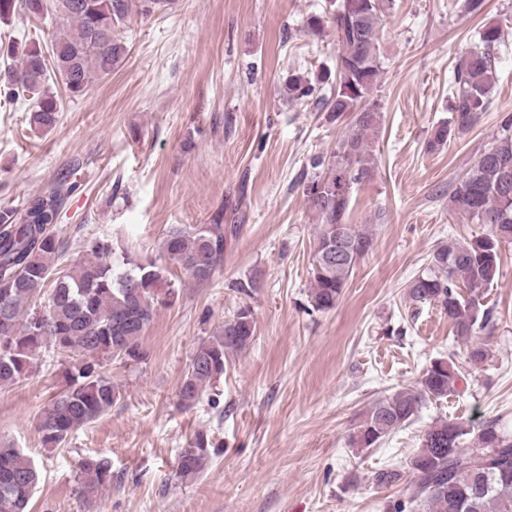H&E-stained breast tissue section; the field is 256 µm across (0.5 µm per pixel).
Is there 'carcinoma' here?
I'll return each instance as SVG.
<instances>
[{
    "mask_svg": "<svg viewBox=\"0 0 512 512\" xmlns=\"http://www.w3.org/2000/svg\"><path fill=\"white\" fill-rule=\"evenodd\" d=\"M130 2L0 0V20L16 13L36 19L53 12L68 25L53 40L50 57L38 42L0 45L1 53L19 59V67L7 71L6 87L17 99L26 92L35 97L30 124L48 129L57 122L58 99L46 88L49 69L56 71L71 96L79 97L93 80L110 75L121 63L127 46L119 29ZM328 3L336 32V81L330 95L319 97L318 103L337 118L347 113L352 119L330 156L309 159L312 172L303 185L304 200L317 217L310 301L319 311L336 306L353 267L373 247L370 231L350 223V200L353 188L371 176L375 165L369 135L381 115L380 104L369 97L384 73L378 42L389 0ZM501 39L499 25L488 23L479 32L482 47L457 61L450 117L435 128L429 149L465 133L488 109L498 81L493 49ZM324 82L323 77L312 81L293 76L288 79V95L295 100L312 98ZM68 178L61 176L49 193L32 198L21 217L0 209V387L28 376L46 344L75 361L66 388L40 416L44 442L55 447L106 415L121 399L100 358L144 359L143 336L158 308L177 295L166 265L135 260L127 250L116 248L108 235L86 243L87 258L66 270L55 268L63 245L53 224L65 192L71 191ZM448 208L453 217L479 224L484 232L440 246L427 271L409 282L406 293L416 303L439 306L452 322L454 336L466 346L468 361L478 365L487 360L488 350L476 333L492 322V312L481 302L483 290L502 277V248L512 244V115L502 119L490 145L456 183ZM244 220L245 212L236 205L229 224L221 214L212 224L173 226L161 251L195 283L205 284ZM339 229L348 232L347 253L326 260L323 252ZM461 288L468 296L460 294ZM254 336V315L244 305L196 349L179 389L181 402H200L207 387L224 375L226 355L248 349ZM460 381L453 359L431 361L417 385L397 389L363 410L350 443L357 448L376 445L411 423L425 401L457 393ZM209 459V442L199 434L181 452L179 474L195 476ZM80 474L86 494L112 482L110 462L98 456L83 458ZM406 477L407 500L388 506V512H512V437L501 433L493 420L476 431L461 422L437 421L425 431L407 470L383 469L372 481L391 486ZM39 482L40 471L30 456L9 444L0 446V512H29Z\"/></svg>",
    "mask_w": 512,
    "mask_h": 512,
    "instance_id": "obj_1",
    "label": "carcinoma"
}]
</instances>
